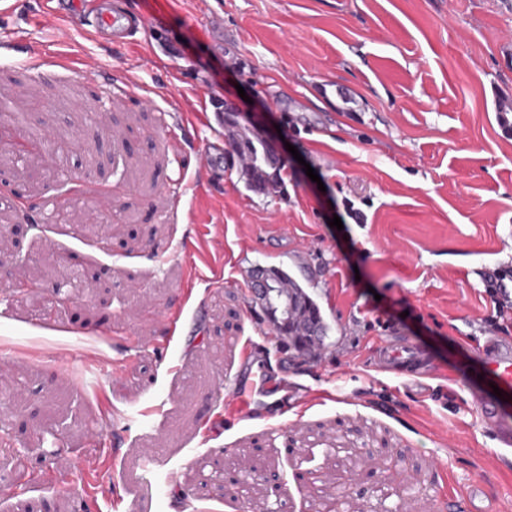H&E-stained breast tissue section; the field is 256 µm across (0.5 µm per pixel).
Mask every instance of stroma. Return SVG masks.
<instances>
[{
  "instance_id": "stroma-1",
  "label": "stroma",
  "mask_w": 512,
  "mask_h": 512,
  "mask_svg": "<svg viewBox=\"0 0 512 512\" xmlns=\"http://www.w3.org/2000/svg\"><path fill=\"white\" fill-rule=\"evenodd\" d=\"M118 2L151 20L125 48L81 22L59 37L41 0L0 14L14 36L0 103L68 151L51 184L44 162L0 169L13 227L0 376L14 394L0 407V512H240L216 472L245 450L256 483L279 474L266 498L279 512H314L329 464L352 488L335 512H469L473 483L488 512H512V467L469 402L490 309L479 274L512 263V136L497 120L512 99V0ZM60 48L82 71L51 64ZM122 83L152 104L115 94ZM219 98L295 146L282 192L246 189L229 153L205 168ZM91 181L112 189L110 224L43 221ZM60 254L91 289L57 302ZM272 265L310 275L332 327L320 360L284 344L256 357L307 390L278 423L219 390L265 329L237 271ZM20 273L38 293L10 289ZM382 342L418 347L430 378L376 371ZM86 470L92 490L72 491Z\"/></svg>"
}]
</instances>
